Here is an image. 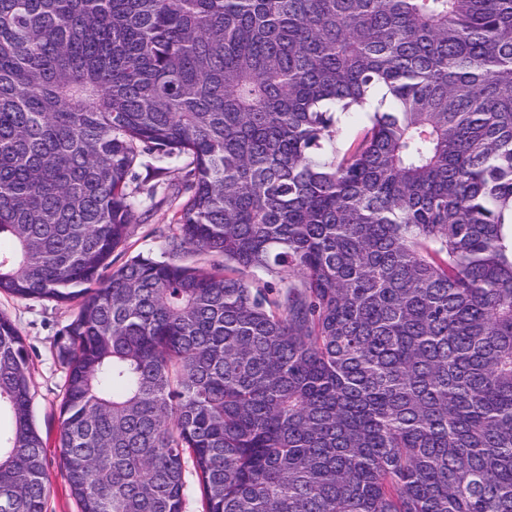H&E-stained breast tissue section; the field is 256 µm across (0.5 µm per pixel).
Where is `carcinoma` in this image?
Here are the masks:
<instances>
[{"instance_id": "carcinoma-1", "label": "carcinoma", "mask_w": 512, "mask_h": 512, "mask_svg": "<svg viewBox=\"0 0 512 512\" xmlns=\"http://www.w3.org/2000/svg\"><path fill=\"white\" fill-rule=\"evenodd\" d=\"M144 155L184 202L115 268ZM2 241L76 309L80 512H512V0H0ZM32 388L0 314V512Z\"/></svg>"}]
</instances>
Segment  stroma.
<instances>
[{"label": "stroma", "instance_id": "obj_1", "mask_svg": "<svg viewBox=\"0 0 512 512\" xmlns=\"http://www.w3.org/2000/svg\"><path fill=\"white\" fill-rule=\"evenodd\" d=\"M180 205V200L171 198L151 212L136 210L128 248L126 252L114 253L115 263H122L138 254L161 257L166 250L165 233ZM0 312L11 318L19 328L29 353L34 381L32 415L38 432L47 444L50 491L46 512H78L75 499L61 475L57 448L59 405L65 372L55 358V344L69 321L71 311L67 306L53 302L0 295Z\"/></svg>", "mask_w": 512, "mask_h": 512}]
</instances>
